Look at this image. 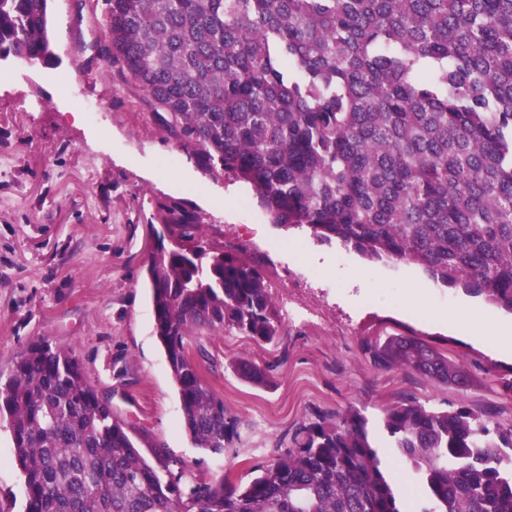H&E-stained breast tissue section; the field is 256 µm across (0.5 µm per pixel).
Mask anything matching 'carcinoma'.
Instances as JSON below:
<instances>
[{"instance_id": "cac0c4a2", "label": "carcinoma", "mask_w": 512, "mask_h": 512, "mask_svg": "<svg viewBox=\"0 0 512 512\" xmlns=\"http://www.w3.org/2000/svg\"><path fill=\"white\" fill-rule=\"evenodd\" d=\"M49 0H0V60L54 58ZM110 66L205 172L251 186L270 223L372 261L417 264L512 312V0H104ZM147 276L154 328L195 445L224 453V401L188 356L197 328L257 343L281 317L260 270L163 207ZM374 366L456 386L464 367L389 336ZM241 377L268 384L241 359ZM25 512H402L368 421L317 415L241 487L192 477L133 438L73 351L30 341L0 375ZM425 489L416 512H512V424L464 405L384 409Z\"/></svg>"}]
</instances>
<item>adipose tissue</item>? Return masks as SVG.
Wrapping results in <instances>:
<instances>
[{"mask_svg": "<svg viewBox=\"0 0 512 512\" xmlns=\"http://www.w3.org/2000/svg\"><path fill=\"white\" fill-rule=\"evenodd\" d=\"M354 281L363 280L361 272H354ZM369 295L378 302L386 303L389 300L397 302L408 313H423L430 319L448 324L460 334L469 338L489 344L496 349L512 352V325L489 318H479L468 306L452 304L449 306L434 305L429 298L422 293L412 290H404L397 297H390L387 290L374 283L364 282Z\"/></svg>", "mask_w": 512, "mask_h": 512, "instance_id": "obj_1", "label": "adipose tissue"}]
</instances>
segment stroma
<instances>
[{"label": "stroma", "instance_id": "1", "mask_svg": "<svg viewBox=\"0 0 512 512\" xmlns=\"http://www.w3.org/2000/svg\"><path fill=\"white\" fill-rule=\"evenodd\" d=\"M103 29L101 0H50L52 63L0 61V373L30 340L67 346L135 432L197 477L226 473L242 486L317 412L352 407L366 416L388 474L394 456L382 416L395 401L440 410L463 402L512 422V353L496 355L426 315L377 305L346 275L358 268L387 291L414 288L441 306L468 300L492 318H506L505 310L433 281L419 266L371 262L310 231L271 224L249 186L213 178L169 139L145 93L100 56ZM80 98L103 103L99 120L78 114ZM171 203L203 218L208 241L240 250L262 271L282 320L270 344L235 331L188 339L191 358L237 424L221 455L196 448L186 433L154 330L149 225ZM396 334L454 358L467 385L375 368L363 343ZM242 358L267 368L269 386L237 376L233 364ZM11 454L0 419V512H23L24 477Z\"/></svg>", "mask_w": 512, "mask_h": 512}]
</instances>
